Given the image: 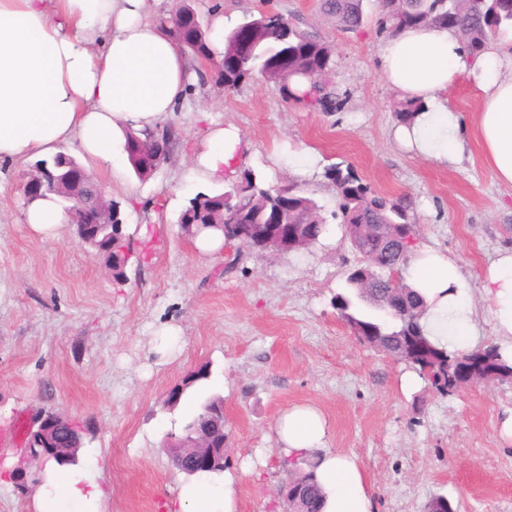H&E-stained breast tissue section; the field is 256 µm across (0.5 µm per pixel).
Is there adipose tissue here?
<instances>
[{
    "instance_id": "adipose-tissue-1",
    "label": "adipose tissue",
    "mask_w": 512,
    "mask_h": 512,
    "mask_svg": "<svg viewBox=\"0 0 512 512\" xmlns=\"http://www.w3.org/2000/svg\"><path fill=\"white\" fill-rule=\"evenodd\" d=\"M145 0H0V159L49 157L73 142L84 160L111 174L123 170L125 129L151 131L175 112L193 77L190 58L168 32L169 22L143 18ZM385 82L420 104L395 137L411 154L440 165L460 163L461 114L445 95L460 78L477 90L474 115L484 162L494 179L512 186V29L476 54L451 30L405 29L379 51ZM244 145L238 128L209 127L191 177L209 181L235 163ZM24 219L40 237L59 236L68 222L55 198L30 201ZM497 345L512 364V250L487 269ZM411 285L426 300L422 319L432 341L458 352L477 340L476 308L456 257L419 252ZM327 423L309 405L285 410L275 426L282 457L308 460L324 492L321 512H373L357 457L328 450ZM238 478L185 481L179 512H237ZM102 491L70 468L51 467L38 507L101 512Z\"/></svg>"
}]
</instances>
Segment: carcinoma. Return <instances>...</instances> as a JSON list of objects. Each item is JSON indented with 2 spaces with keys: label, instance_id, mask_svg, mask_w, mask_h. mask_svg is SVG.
<instances>
[{
  "label": "carcinoma",
  "instance_id": "carcinoma-1",
  "mask_svg": "<svg viewBox=\"0 0 512 512\" xmlns=\"http://www.w3.org/2000/svg\"><path fill=\"white\" fill-rule=\"evenodd\" d=\"M380 30L394 35L420 24L447 27L461 34L467 47L478 52L496 39L502 27L512 26V0H377ZM324 14L336 18L338 25L356 31L365 20L364 0H322ZM194 7L185 2L174 14L172 36L194 57L210 60L213 51L206 40V31L191 21ZM246 22L256 28V40L248 50L243 65L224 69L218 83L231 93L259 72L269 78L281 77L285 69L308 78L325 75L332 64V48L312 35L285 25L278 13L261 12ZM314 109L331 106L325 84L316 81L314 95L307 102ZM419 106L409 101L398 104L394 116L398 123H409ZM339 200L341 224H402L412 234V241L388 252L375 266L357 265L347 274V284L355 297L338 294L333 300L336 310L349 329L362 330L373 347L419 371L442 395L456 391L451 376L472 367L479 358L482 369L498 382H512V366L502 360L498 348L489 346L467 354L449 352L435 344L421 324L426 310L424 298L395 275L414 252L417 228L409 219L412 202L405 196L390 199L375 192L349 167L336 165L325 172ZM233 207L241 224H294L297 213L309 214L310 228L304 241L309 248L319 243L326 231L325 220L309 193L297 186L270 189L252 171L243 172L240 180L226 190L198 193L183 209L179 224L194 225L193 233L202 229H220L216 224L226 207ZM85 243L104 256L112 276H124L123 255L112 249V228L104 224H87L83 228ZM366 302L382 316L369 315L359 309L356 301ZM224 398L206 399L183 426V430L200 427L208 410L218 411ZM279 467L289 471L290 482L302 488V500L295 504L301 512H321L322 490L310 473L288 469V460H279Z\"/></svg>",
  "mask_w": 512,
  "mask_h": 512
}]
</instances>
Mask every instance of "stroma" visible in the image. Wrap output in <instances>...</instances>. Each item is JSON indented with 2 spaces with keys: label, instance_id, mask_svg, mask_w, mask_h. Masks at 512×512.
I'll list each match as a JSON object with an SVG mask.
<instances>
[{
  "label": "stroma",
  "instance_id": "35a3bbf8",
  "mask_svg": "<svg viewBox=\"0 0 512 512\" xmlns=\"http://www.w3.org/2000/svg\"><path fill=\"white\" fill-rule=\"evenodd\" d=\"M203 19L221 13L226 29L274 12L333 49L324 81L340 109H308L254 76L227 94L215 84L218 62L187 89L167 119L174 130L167 161L150 177L131 168L103 185L131 236L122 281L72 225L39 239L23 219L29 159L0 160V430L19 417L55 413L76 424L79 462L92 459L104 490L102 512H173L183 476L172 465L169 434H180L192 408L224 399L228 470L238 473V512H272L288 475L274 434L281 413L317 406L329 425L326 446L356 455L375 512H426L436 497L455 512H512V440L499 433L512 409V383L479 381L452 394L426 381L401 387L410 367L360 342L333 299L360 255L335 217L327 168L351 167L373 189L409 197L418 248L458 257L478 311V345L495 344L483 297L485 273L512 249V187L496 182L473 128L461 136L463 161L441 166L406 153L394 137L397 94L382 79L375 0L358 32L341 30L320 0H193ZM239 127L249 145L239 170L265 186L308 190L326 220L319 244L273 254L242 250L235 268L208 256L181 232L177 217L194 190L186 178L207 126ZM314 158L298 173L302 152ZM179 327L175 356L158 332ZM207 379L172 388L195 370ZM24 444L0 447V512H37L45 462L7 468Z\"/></svg>",
  "mask_w": 512,
  "mask_h": 512
}]
</instances>
